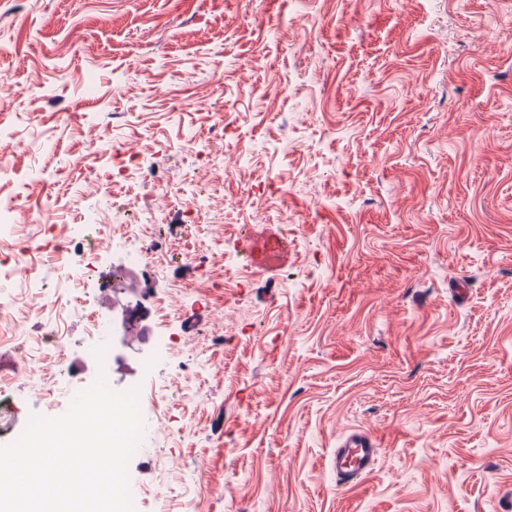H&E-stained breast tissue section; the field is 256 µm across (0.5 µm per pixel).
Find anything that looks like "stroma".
I'll list each match as a JSON object with an SVG mask.
<instances>
[{
	"label": "stroma",
	"instance_id": "obj_1",
	"mask_svg": "<svg viewBox=\"0 0 512 512\" xmlns=\"http://www.w3.org/2000/svg\"><path fill=\"white\" fill-rule=\"evenodd\" d=\"M0 74V445L105 373L141 512H512V0H0ZM130 251L152 335L101 367L68 279ZM350 428L383 449L340 488Z\"/></svg>",
	"mask_w": 512,
	"mask_h": 512
}]
</instances>
